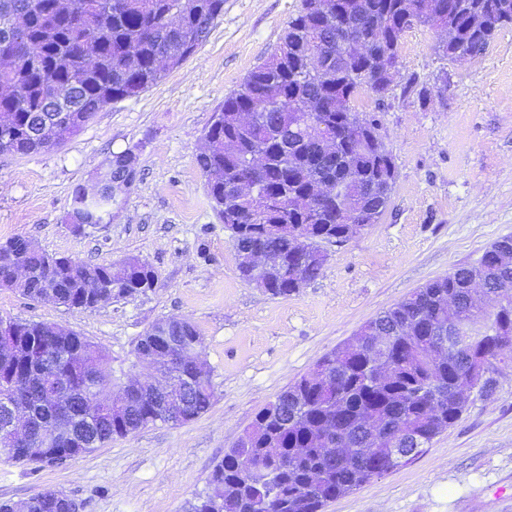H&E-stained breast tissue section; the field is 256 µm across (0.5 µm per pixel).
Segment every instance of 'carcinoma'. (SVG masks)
<instances>
[{"mask_svg": "<svg viewBox=\"0 0 512 512\" xmlns=\"http://www.w3.org/2000/svg\"><path fill=\"white\" fill-rule=\"evenodd\" d=\"M455 22L456 36L437 47L453 62L482 54L497 30L512 26V0H302L288 19L279 49L224 97L204 132L197 164L207 194L228 224L235 253L261 249L276 266L258 273L264 290L288 297L319 278L316 253L351 236L343 223L378 222L387 209L395 164L379 124L356 112L355 99L389 84L377 78L375 56L398 58L403 34L414 25L437 29ZM224 13V0H0V154L25 155L78 134L96 112L134 99L180 66ZM359 45L351 54L349 43ZM250 113L237 126L235 116ZM259 192L284 199L281 207L238 195L247 169ZM344 179L339 203L309 200L318 180ZM114 203L112 184L93 198L72 191L69 224L106 223ZM16 236L0 243V276L13 265L26 274L0 279L1 288L38 300L51 288L67 309L93 310L83 295L87 279L102 281L114 297L154 287L155 270L129 257L91 263L30 248ZM481 288L494 296L485 308L473 299ZM7 332L37 344L44 365L29 370L23 359L0 351V410L11 381H25L38 442L14 448L9 459L37 464L39 449H80L86 456L115 438L157 423L163 409L130 397L112 408V388L126 376L112 356L86 337L59 326L8 321ZM201 340L187 321L160 319L138 337L131 355L153 344L193 352ZM447 345V354L432 356ZM512 356V237L487 247L470 265L448 271L364 324L357 335L323 356L257 414L245 439L224 451L207 490L187 512H322L372 479L412 457L386 443L401 436L406 452H422L465 412L466 392L492 391L494 362ZM189 392L188 423L211 406L210 376L189 362L180 369ZM68 381L74 423L83 425L82 401L91 393L107 404L92 430L73 444L54 438L57 419L41 406L53 381Z\"/></svg>", "mask_w": 512, "mask_h": 512, "instance_id": "1", "label": "carcinoma"}]
</instances>
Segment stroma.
Returning a JSON list of instances; mask_svg holds the SVG:
<instances>
[{"mask_svg":"<svg viewBox=\"0 0 512 512\" xmlns=\"http://www.w3.org/2000/svg\"><path fill=\"white\" fill-rule=\"evenodd\" d=\"M301 0H224L207 39L138 98L111 104L64 143L0 155V241L22 235L51 253L93 263L135 256L154 288L69 310L0 288V317L54 323L126 357L160 318L181 317L203 339L210 409L182 425H150L56 465L0 460V502L61 492L81 512H185L214 466L269 401L318 359L411 291L474 263L512 236V27L483 55L448 61L439 32L416 26L399 46V73L359 112L380 121L396 177L377 224L328 247L320 278L274 298L242 280L196 157L225 96L277 48ZM133 151L139 175L110 223L73 233L76 184L112 155ZM492 395L472 394L460 420L407 465L372 479L323 512H512V361Z\"/></svg>","mask_w":512,"mask_h":512,"instance_id":"35a3bbf8","label":"stroma"}]
</instances>
